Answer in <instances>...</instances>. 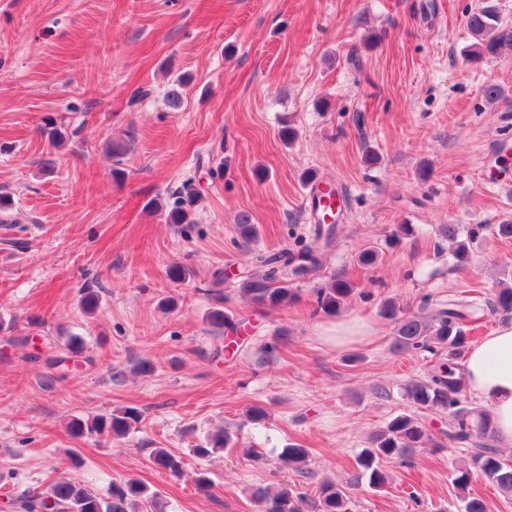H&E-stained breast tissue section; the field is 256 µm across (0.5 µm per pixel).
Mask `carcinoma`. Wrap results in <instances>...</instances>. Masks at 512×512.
I'll list each match as a JSON object with an SVG mask.
<instances>
[{"label":"carcinoma","instance_id":"cac0c4a2","mask_svg":"<svg viewBox=\"0 0 512 512\" xmlns=\"http://www.w3.org/2000/svg\"><path fill=\"white\" fill-rule=\"evenodd\" d=\"M467 27L475 39V62L494 57L503 47L512 46V32L500 29L499 16L492 5L469 12ZM188 84L189 80L184 76L172 81L168 99L173 107L181 106L183 91ZM199 202L200 195L195 189L184 188L167 212L166 223H193L192 214ZM236 224L245 242L255 240L257 229L249 214H239ZM489 231L501 239H511L512 220L493 226L441 224L437 228L438 236L451 245L452 254L459 261L467 259L470 245ZM319 266V258L311 252L303 255L290 251L269 255L257 253L253 257V269L241 276L239 290L259 307L286 305L292 301L293 293L278 281L277 272L289 267L294 274L305 275L317 271ZM353 295V285L343 278H336L317 289L318 308L324 314L334 316L345 308ZM216 302L218 306L207 315L208 324L220 334L237 330L234 317L224 312L223 299L219 297ZM497 312H512L511 286L498 289L491 301L481 296L480 291L471 289L469 294L448 300L428 316L406 315L396 300L384 301L380 315L394 323V347L403 351L422 350L434 356L426 376L403 388V397L412 410L393 416L372 438L370 446L359 452L357 469L348 486L324 481L318 488L317 498L312 500L286 487L267 488L258 495L263 512H350L347 487L364 483L371 489H382L390 477L387 464L406 462L419 448L439 446L422 420L424 411H452L453 423L448 439L473 441L477 446L471 463L455 473L454 484L460 490H465L473 472L479 471L501 490L512 492V460L502 458L499 450L489 444L495 437L492 413L471 411L462 407L460 401L465 390L462 359L472 341L473 324ZM140 421L138 409L127 407L87 419L76 417L69 422L68 428L75 438L86 434L118 438L128 435ZM233 448V435L225 429L210 435L205 444L193 448V453L205 459ZM282 457L295 471L301 472L307 467L309 450L301 445H291L283 450ZM152 462L158 470L172 477L180 476L185 466L181 456L166 448L154 449ZM13 505L18 512H51L53 509L58 512H164L161 493L148 492L137 479L113 483L103 495L70 475L54 477L41 487L16 494Z\"/></svg>","mask_w":512,"mask_h":512}]
</instances>
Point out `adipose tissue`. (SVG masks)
<instances>
[{
    "label": "adipose tissue",
    "mask_w": 512,
    "mask_h": 512,
    "mask_svg": "<svg viewBox=\"0 0 512 512\" xmlns=\"http://www.w3.org/2000/svg\"><path fill=\"white\" fill-rule=\"evenodd\" d=\"M467 390L488 404L496 436L512 446V323L471 345L464 359Z\"/></svg>",
    "instance_id": "ef3b65f1"
}]
</instances>
